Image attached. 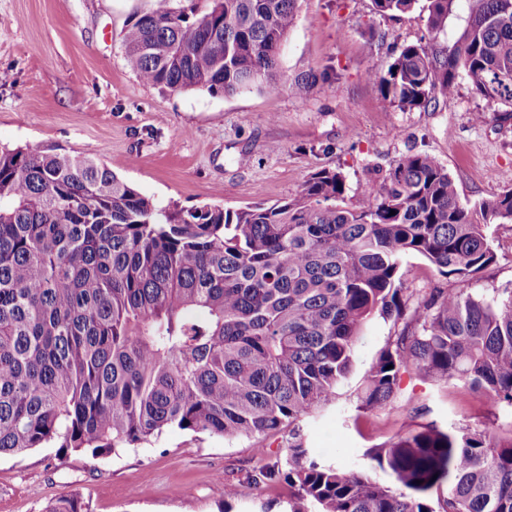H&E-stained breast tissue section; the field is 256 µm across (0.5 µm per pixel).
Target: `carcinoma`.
<instances>
[{"mask_svg": "<svg viewBox=\"0 0 512 512\" xmlns=\"http://www.w3.org/2000/svg\"><path fill=\"white\" fill-rule=\"evenodd\" d=\"M417 0H373L393 16ZM456 0H428L431 35ZM299 0H153L122 40L128 68L170 92L234 95L282 81ZM454 45L404 46L367 78L379 108L450 103L459 74L512 109V0H467ZM345 178L311 175L270 206H159L101 161L57 146L0 150V455L54 444L93 456L164 429L226 439L275 434L332 401L375 316L400 326L358 410L394 397L402 371L512 408V289L469 285L497 260L491 223L512 188L464 205L429 153L400 157L345 206ZM396 214H390V211ZM453 287L409 304L404 258ZM400 485L325 464L292 431L288 512H512V434L426 426L372 448ZM45 512H88L74 493Z\"/></svg>", "mask_w": 512, "mask_h": 512, "instance_id": "cac0c4a2", "label": "carcinoma"}]
</instances>
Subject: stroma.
<instances>
[{
    "instance_id": "35a3bbf8",
    "label": "stroma",
    "mask_w": 512,
    "mask_h": 512,
    "mask_svg": "<svg viewBox=\"0 0 512 512\" xmlns=\"http://www.w3.org/2000/svg\"><path fill=\"white\" fill-rule=\"evenodd\" d=\"M152 0H0V147L55 145L106 164L157 203L237 209L294 198L315 172L346 180L345 204L364 203L363 187L401 156L435 155L464 204L512 188V116L476 95L466 76L447 104L381 111L366 73L384 68L408 44L428 38L427 0L396 16L372 0H301L281 48L286 80L309 81L304 98L287 86L213 95L164 91L143 83L122 51L128 19ZM484 113L476 121V113ZM496 262L474 290L512 288V223L490 228ZM393 321L373 319L335 402L300 421L321 461L364 471L387 486L393 477L367 454L395 436L435 424L507 432L512 413L476 392L401 374L391 404L376 415L357 409L367 373ZM287 432L224 439L168 428L115 453L60 454L54 445L0 456V512H45L80 492L91 512H287L286 481L253 484L265 467L285 466ZM240 486L225 501L227 485Z\"/></svg>"
}]
</instances>
